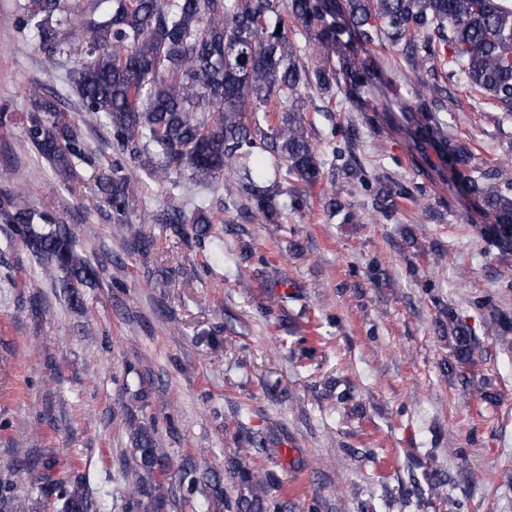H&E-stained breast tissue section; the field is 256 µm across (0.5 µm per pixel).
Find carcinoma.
I'll list each match as a JSON object with an SVG mask.
<instances>
[{"label":"carcinoma","instance_id":"cac0c4a2","mask_svg":"<svg viewBox=\"0 0 512 512\" xmlns=\"http://www.w3.org/2000/svg\"><path fill=\"white\" fill-rule=\"evenodd\" d=\"M69 19L57 14L64 0H25L22 21L34 25L38 50L51 69L65 68L81 112L109 131L112 164L97 172V195L108 217L122 224L134 248L148 252L155 230L185 237L191 225L200 242L211 236L218 214L234 210L262 224H282L299 212L311 192L327 181L330 215L356 219L336 191V160H325L302 113L309 92L331 99L343 95L350 112H409L414 141L448 156L464 191L481 200L492 220L488 230L512 242V158L478 166L466 146L442 134L436 113L451 112L456 98L424 79L436 63L457 64L469 88L512 112V0H115L110 16L94 18L95 7L74 0ZM302 27L305 46L290 37ZM387 42L414 74L401 94L375 61H355L358 48ZM376 90L382 107L366 98ZM25 135L64 187L76 190L78 166L89 147L63 98L35 84ZM177 188L186 178L222 193L219 209L179 202L144 210L132 221L129 198L139 173ZM21 185L0 194V224L39 261L41 274L64 288L72 305L85 304V289L100 283L98 271L77 249L70 230L53 215L21 207ZM411 193L400 182L374 177L373 208L384 220ZM457 363L475 364L471 333L448 310ZM134 466L125 494L140 512H165L169 455L155 431L131 413L126 417ZM249 495L237 512H283L273 495L276 479L254 480L251 452L236 465ZM31 505L0 489V512H44L56 497L57 512H89L82 480L56 477L46 457L26 469Z\"/></svg>","mask_w":512,"mask_h":512}]
</instances>
